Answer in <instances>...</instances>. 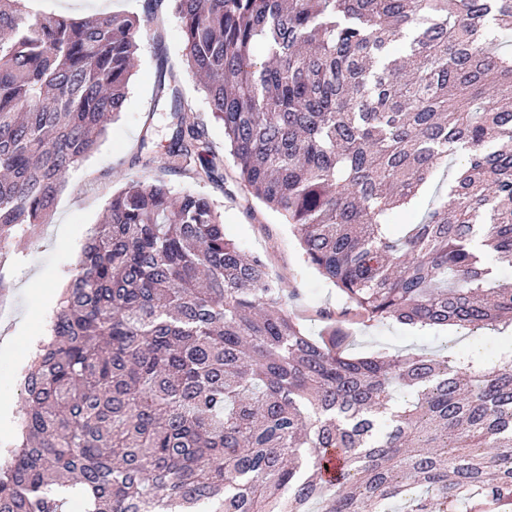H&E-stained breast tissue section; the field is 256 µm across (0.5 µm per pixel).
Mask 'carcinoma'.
<instances>
[{"label":"carcinoma","mask_w":512,"mask_h":512,"mask_svg":"<svg viewBox=\"0 0 512 512\" xmlns=\"http://www.w3.org/2000/svg\"><path fill=\"white\" fill-rule=\"evenodd\" d=\"M239 179L363 322L512 326V0H147ZM0 0V241L48 223L127 99L135 16ZM133 162L224 188L182 112ZM422 220L390 230L397 210ZM202 195L130 180L88 237L24 375L0 512H512V349L352 355L310 336ZM342 458L324 477L327 453Z\"/></svg>","instance_id":"obj_1"}]
</instances>
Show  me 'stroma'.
<instances>
[{
    "label": "stroma",
    "mask_w": 512,
    "mask_h": 512,
    "mask_svg": "<svg viewBox=\"0 0 512 512\" xmlns=\"http://www.w3.org/2000/svg\"><path fill=\"white\" fill-rule=\"evenodd\" d=\"M27 8L34 13L77 17L115 9L140 16L144 34L123 114L99 148L70 172L39 237H19L13 243L10 288L0 300V334L16 333L17 340L11 348L0 347V403L23 409L29 345L32 339L49 332L53 319L52 313L42 309L41 291L66 285L89 230L99 224L113 192L131 179L147 185L161 179L174 192L212 199L222 215L225 235L246 253L267 256L273 273L282 278L286 288L295 291L288 311L309 335H320L331 324L340 326L349 338L350 352L356 355L377 350L391 356L437 352L449 346L491 357L505 347L502 334L497 332L477 334L451 326L418 334L395 322L364 323L346 312L339 290L305 262L284 217L260 204L238 180L224 146V128L213 118L195 75L184 62L183 33L168 6L151 15L145 12V0H28ZM164 70L176 74L185 112L203 120L214 150L224 159L223 189L198 182L188 172L157 167L145 170L132 163L142 136H149L151 148L159 152L170 138L169 108L157 95L159 75Z\"/></svg>",
    "instance_id": "obj_1"
}]
</instances>
